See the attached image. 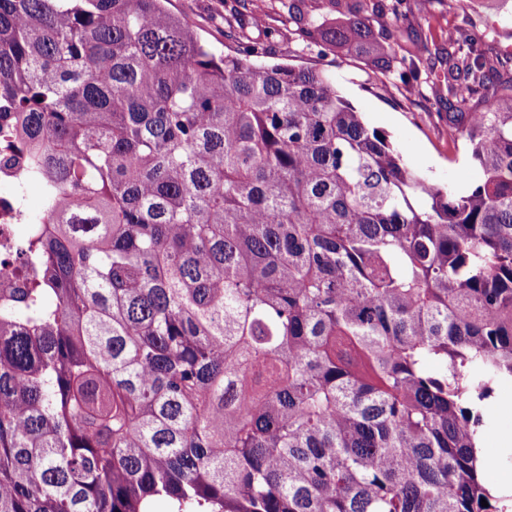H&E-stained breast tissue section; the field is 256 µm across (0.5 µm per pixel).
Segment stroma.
I'll return each mask as SVG.
<instances>
[{
	"instance_id": "stroma-1",
	"label": "stroma",
	"mask_w": 512,
	"mask_h": 512,
	"mask_svg": "<svg viewBox=\"0 0 512 512\" xmlns=\"http://www.w3.org/2000/svg\"><path fill=\"white\" fill-rule=\"evenodd\" d=\"M400 15L376 18V31L390 33L399 54L423 52L433 70V79L444 80L447 66L441 55L448 50V34L460 29L476 40L487 33L495 39L487 49L494 65L493 82L499 93L512 91V0H459L455 10L441 4L427 6L425 0H404ZM238 0H171L169 7L218 50L237 52L243 35L269 37V61L326 70L337 91L361 112L369 128L384 132L399 151L404 165L441 187L474 188L482 172L470 158L463 139L448 134V93L429 85L415 87L400 77V65L383 70L356 52L325 44L305 45L295 35V26L282 23L279 0H247L248 15L262 17V26L241 32L236 9ZM512 379L496 382L485 402L489 420L481 441V453L493 461L503 478L512 482V446L504 447L503 436L512 435Z\"/></svg>"
}]
</instances>
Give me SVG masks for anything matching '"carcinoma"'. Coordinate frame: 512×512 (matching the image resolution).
<instances>
[{
    "label": "carcinoma",
    "instance_id": "obj_1",
    "mask_svg": "<svg viewBox=\"0 0 512 512\" xmlns=\"http://www.w3.org/2000/svg\"><path fill=\"white\" fill-rule=\"evenodd\" d=\"M329 2L303 42L389 63L368 17L403 0ZM168 3L0 0V154L42 196L0 295V512H508L477 446L512 377L485 49L448 40V107L482 103L448 113L484 172L455 194L327 72Z\"/></svg>",
    "mask_w": 512,
    "mask_h": 512
}]
</instances>
